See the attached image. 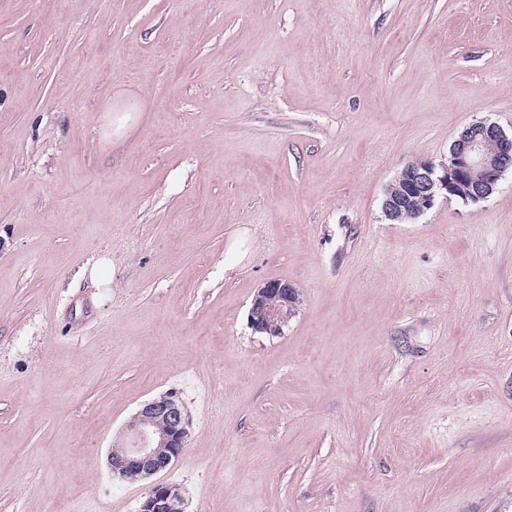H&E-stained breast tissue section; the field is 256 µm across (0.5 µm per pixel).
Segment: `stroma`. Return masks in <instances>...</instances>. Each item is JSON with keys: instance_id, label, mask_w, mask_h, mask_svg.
<instances>
[{"instance_id": "obj_1", "label": "stroma", "mask_w": 512, "mask_h": 512, "mask_svg": "<svg viewBox=\"0 0 512 512\" xmlns=\"http://www.w3.org/2000/svg\"><path fill=\"white\" fill-rule=\"evenodd\" d=\"M482 119L512 0H0V512H512V170L381 210ZM171 391L182 455L114 476ZM300 302L299 290L293 283L268 280L251 301L248 324L254 333L269 338L282 336L288 321L298 313ZM182 503L179 490L168 484H155L144 497L140 512H170Z\"/></svg>"}]
</instances>
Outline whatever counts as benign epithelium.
Returning <instances> with one entry per match:
<instances>
[{"label": "benign epithelium", "instance_id": "obj_1", "mask_svg": "<svg viewBox=\"0 0 512 512\" xmlns=\"http://www.w3.org/2000/svg\"><path fill=\"white\" fill-rule=\"evenodd\" d=\"M512 167V135L496 123L475 121L459 133L446 162L436 166L423 161L406 169L399 187L387 188L382 211L391 217L407 215L418 219L444 196H464L467 204L486 201ZM300 293L291 282L272 279L254 295L248 313L253 332L279 337L288 321L298 313ZM132 445L113 452L114 470L123 466L140 468L150 476L167 469L183 452L189 435L190 418L184 406L171 396H161L137 413L131 425ZM182 503L179 490L167 484L154 485L144 497L140 512H172Z\"/></svg>", "mask_w": 512, "mask_h": 512}]
</instances>
